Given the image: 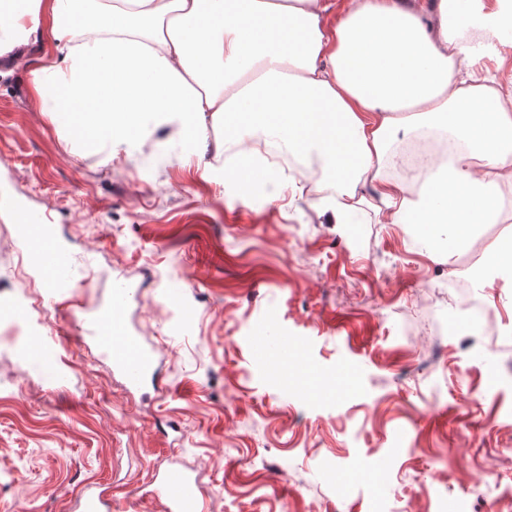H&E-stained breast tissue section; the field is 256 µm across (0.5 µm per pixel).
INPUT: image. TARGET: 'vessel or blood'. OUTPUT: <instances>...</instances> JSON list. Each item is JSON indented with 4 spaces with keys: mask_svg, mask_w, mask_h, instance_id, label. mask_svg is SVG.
Masks as SVG:
<instances>
[{
    "mask_svg": "<svg viewBox=\"0 0 512 512\" xmlns=\"http://www.w3.org/2000/svg\"><path fill=\"white\" fill-rule=\"evenodd\" d=\"M0 211L15 213L23 223L18 238L22 247H29L32 236L43 237V249L33 271L50 299L72 293L79 282L87 279L92 257L75 258L54 240L50 227L42 224L39 217L22 211L13 196L0 192ZM136 298V291L130 286L123 284L114 288L108 302L93 310L82 328L84 339L91 342L101 356L111 359L114 370L130 390L144 387L155 366L153 352L145 348L141 337L132 332L128 323V311ZM253 344L254 355L259 359L273 353L285 361L294 348L292 339L273 337L270 326L263 322L253 331ZM26 352L32 359L52 362L57 354L52 331L30 337ZM199 493L195 477L179 468L162 471L152 482V496L162 504L164 512H202Z\"/></svg>",
    "mask_w": 512,
    "mask_h": 512,
    "instance_id": "b4317fda",
    "label": "vessel or blood"
}]
</instances>
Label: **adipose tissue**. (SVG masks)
<instances>
[{
    "label": "adipose tissue",
    "instance_id": "ef3b65f1",
    "mask_svg": "<svg viewBox=\"0 0 512 512\" xmlns=\"http://www.w3.org/2000/svg\"><path fill=\"white\" fill-rule=\"evenodd\" d=\"M449 0H0V55L49 32L31 72L41 111L78 154L164 131L187 151L212 142L234 166L205 167L251 192L288 178L261 153L277 142L318 163L313 187L345 224L371 186L387 223L449 260L502 223L512 183V97L473 69L512 28V0H469L478 45ZM454 142L415 188L390 177L396 136Z\"/></svg>",
    "mask_w": 512,
    "mask_h": 512
}]
</instances>
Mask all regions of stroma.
Returning a JSON list of instances; mask_svg holds the SVG:
<instances>
[{
    "mask_svg": "<svg viewBox=\"0 0 512 512\" xmlns=\"http://www.w3.org/2000/svg\"><path fill=\"white\" fill-rule=\"evenodd\" d=\"M47 33L0 57V192L94 258L73 296L0 335V512H162L154 467L198 480L205 512H512V286L471 293L493 313V346L437 287L445 256L402 224H336L303 185L277 200L203 177L212 148L157 137L77 155L31 94ZM14 214L0 212V312L28 289L14 269ZM138 285L130 320L160 350L164 387L127 392L78 347L87 309ZM273 318L293 359H258ZM62 358L23 357L41 325ZM329 392L309 396L303 372ZM390 468L375 502L363 461Z\"/></svg>",
    "mask_w": 512,
    "mask_h": 512,
    "instance_id": "obj_1",
    "label": "stroma"
}]
</instances>
